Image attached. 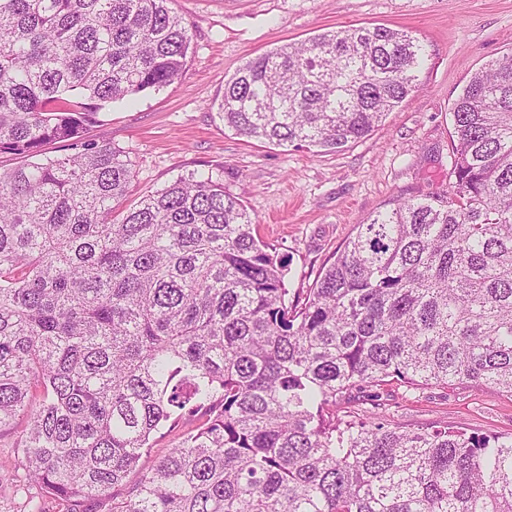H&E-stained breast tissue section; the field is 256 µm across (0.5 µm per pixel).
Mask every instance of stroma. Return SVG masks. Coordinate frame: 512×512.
<instances>
[{
	"label": "stroma",
	"mask_w": 512,
	"mask_h": 512,
	"mask_svg": "<svg viewBox=\"0 0 512 512\" xmlns=\"http://www.w3.org/2000/svg\"><path fill=\"white\" fill-rule=\"evenodd\" d=\"M193 33L183 75L135 105L102 111L85 139L128 151L136 177L126 205L189 173L223 178L257 221L259 237L291 259L290 299L369 213L448 182L452 105L470 75L512 52V0H170ZM385 26L417 37L428 61L420 87L367 138L338 153L248 140L225 129L209 104L245 62L324 30ZM392 425H448L512 434V397L489 389L383 391ZM15 433L0 435V512H25L37 488Z\"/></svg>",
	"instance_id": "obj_1"
}]
</instances>
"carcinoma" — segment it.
<instances>
[{
  "instance_id": "1",
  "label": "carcinoma",
  "mask_w": 512,
  "mask_h": 512,
  "mask_svg": "<svg viewBox=\"0 0 512 512\" xmlns=\"http://www.w3.org/2000/svg\"><path fill=\"white\" fill-rule=\"evenodd\" d=\"M168 2L0 0V151L22 158L0 169V433L24 423L27 512H512V435L336 410L393 384L512 396V54L454 100L448 187L369 215L294 304L223 179L118 213L126 151L43 153L183 74ZM425 61L401 30L324 31L246 62L211 107L241 137L339 152Z\"/></svg>"
}]
</instances>
